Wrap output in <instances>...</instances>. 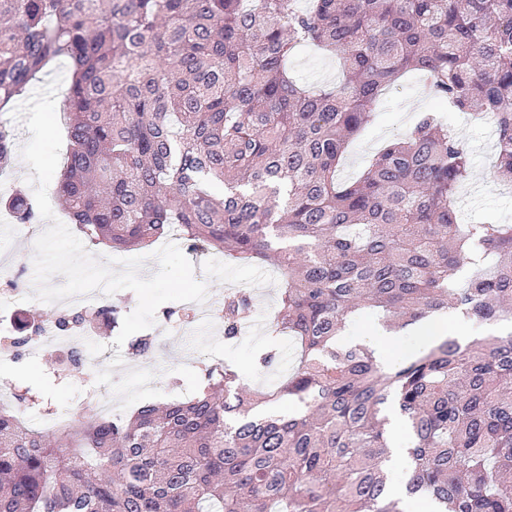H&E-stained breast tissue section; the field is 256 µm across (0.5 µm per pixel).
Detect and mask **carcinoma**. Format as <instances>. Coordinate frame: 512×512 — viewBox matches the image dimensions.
Returning a JSON list of instances; mask_svg holds the SVG:
<instances>
[{
    "mask_svg": "<svg viewBox=\"0 0 512 512\" xmlns=\"http://www.w3.org/2000/svg\"><path fill=\"white\" fill-rule=\"evenodd\" d=\"M0 0V111L68 61L70 142L56 196L91 246L148 247L176 229L229 262L273 263L271 323L299 348L276 390L204 365L184 400L40 431L0 406V512H401L385 474V409L413 438L410 495L438 512H512V225L463 224L470 160L430 113L336 182L352 137L406 70L450 112L490 120L512 183V0ZM300 43L338 56L342 82L288 75ZM14 140L0 130V173ZM3 204L37 224L31 195ZM473 251L497 257L448 287ZM405 326L456 310L491 331L448 336L393 368L336 348L348 313ZM251 307L224 298L232 339ZM69 333L86 312H60ZM37 329L12 334L17 346ZM288 397L298 411L273 410Z\"/></svg>",
    "mask_w": 512,
    "mask_h": 512,
    "instance_id": "1",
    "label": "carcinoma"
}]
</instances>
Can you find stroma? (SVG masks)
<instances>
[{
    "label": "stroma",
    "mask_w": 512,
    "mask_h": 512,
    "mask_svg": "<svg viewBox=\"0 0 512 512\" xmlns=\"http://www.w3.org/2000/svg\"><path fill=\"white\" fill-rule=\"evenodd\" d=\"M289 71L308 87L318 89L338 83L342 67L337 58L323 54L312 47H299L288 62ZM431 95L424 92L418 74L404 75L382 96L374 121L349 146L337 172L338 181L356 179L364 171L369 159L386 142L405 136L415 119L431 109ZM443 120L461 137L471 157L469 177L458 198L462 211L479 222L512 224V186L498 180L494 167V133L490 123L458 120L456 113L446 112ZM43 225L24 229L11 216L0 214V253L10 255L12 264L23 275L25 287H32L34 277V242L27 232L41 233ZM184 255L195 267L196 279L205 283L206 298L223 302L225 294L243 290L253 299L250 320L268 325L279 298L281 276L277 269L260 265L227 263L222 254L203 248H184ZM181 316L165 319L156 314L154 326L158 335L147 359L137 362L140 370L154 374L152 387L160 389L165 400L186 396L196 380L201 363L220 359L234 362L243 372V381L249 387L269 386L291 372L297 362L295 342L287 337L271 336L268 332L240 336L228 341L224 325L217 322L208 327L182 331ZM276 349L277 363L269 369L256 361L264 350ZM14 370L24 372L22 384L11 381L0 383V398L12 401L22 387L40 388L52 408H69L75 420H82L85 410L81 403L87 389L95 387L97 367L74 369L61 354L49 347L20 350L13 364Z\"/></svg>",
    "instance_id": "obj_1"
}]
</instances>
